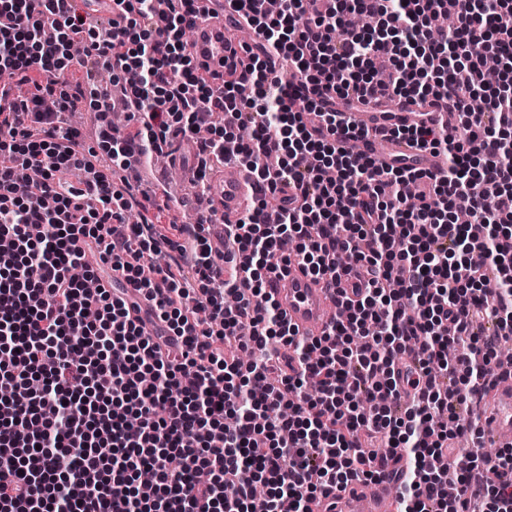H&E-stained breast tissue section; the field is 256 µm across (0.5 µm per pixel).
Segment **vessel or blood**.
Instances as JSON below:
<instances>
[{
  "mask_svg": "<svg viewBox=\"0 0 512 512\" xmlns=\"http://www.w3.org/2000/svg\"><path fill=\"white\" fill-rule=\"evenodd\" d=\"M195 9L192 40L198 74L212 86L219 87L224 83V31L230 28L232 21L216 13L215 0H195ZM82 13L98 20L119 17L112 8V0H83ZM415 121L411 105L404 103L389 112L353 113L351 124L366 132L359 142L364 154L388 164L414 162L421 169L437 171L441 165L438 156L418 150L410 140L389 135L393 127L411 125ZM208 197L209 205L198 208L193 214L194 220L235 222L252 205L253 181L243 170L227 167L221 179L212 185ZM272 293L285 320L302 339L327 331L330 325L327 315L337 309L340 299L339 287L331 279L314 278L296 263L275 280ZM486 401L485 439L499 448L506 444L512 446V372L502 371ZM395 485L392 474L388 473L367 485L355 483L335 489L318 497L314 512H391L389 502Z\"/></svg>",
  "mask_w": 512,
  "mask_h": 512,
  "instance_id": "vessel-or-blood-1",
  "label": "vessel or blood"
}]
</instances>
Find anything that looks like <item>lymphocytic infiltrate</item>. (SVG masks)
I'll return each mask as SVG.
<instances>
[{
    "label": "lymphocytic infiltrate",
    "instance_id": "f902f5d3",
    "mask_svg": "<svg viewBox=\"0 0 512 512\" xmlns=\"http://www.w3.org/2000/svg\"><path fill=\"white\" fill-rule=\"evenodd\" d=\"M167 2L116 0L101 39L76 0H0V512H312L388 466L400 512H512V449L458 445L512 340V0H223L257 39L219 91L187 52L194 0ZM88 64L123 84L135 132ZM325 95L446 100L449 123L403 131L442 169L350 153L360 135ZM71 112L95 113V140ZM179 135L257 180L224 227L232 272L205 225L129 223L161 199L112 186ZM293 259L356 280L312 341L268 290Z\"/></svg>",
    "mask_w": 512,
    "mask_h": 512
}]
</instances>
